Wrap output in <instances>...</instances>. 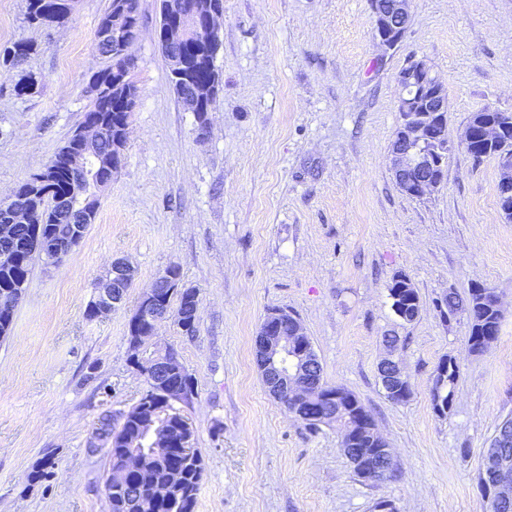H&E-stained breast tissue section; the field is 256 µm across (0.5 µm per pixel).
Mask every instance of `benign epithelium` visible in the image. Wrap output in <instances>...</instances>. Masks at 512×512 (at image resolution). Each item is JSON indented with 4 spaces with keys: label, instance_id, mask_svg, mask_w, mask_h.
Masks as SVG:
<instances>
[{
    "label": "benign epithelium",
    "instance_id": "1",
    "mask_svg": "<svg viewBox=\"0 0 512 512\" xmlns=\"http://www.w3.org/2000/svg\"><path fill=\"white\" fill-rule=\"evenodd\" d=\"M411 0H371L374 37L384 51L395 49L403 40L410 23ZM224 11V0H162V13L167 15V25L159 26L157 40L169 58L167 67L182 86L187 103L185 107L195 112L208 111L205 97L197 93L193 84L198 71L209 74L206 87L218 90L216 58L220 47L218 20ZM141 19L133 14L122 13L112 19V33H103V41L112 44L119 53L122 67L112 71V86L117 87L133 79L135 61L130 53L138 36ZM400 88L397 109L400 114L398 132L390 149L391 170L399 189L407 196L419 198L426 192L439 188L445 181L448 166V150L454 144L448 140V96L445 86L433 74L432 67L424 59H414L398 76ZM508 124L501 118L485 120L478 125L479 136H474L472 124H467L462 146L468 150L478 139L485 146L499 144ZM128 135L124 124L112 125V155L104 157L96 152L99 127L82 123L73 133V150L67 156V168L73 178L71 194L58 199L61 210L72 211L87 208L84 187L94 185L102 191L110 184L109 171H117L122 162L123 149ZM500 197L505 208L512 212V152L498 154ZM86 224H53L48 233L36 225L30 247L48 252L50 262L58 263L84 237ZM136 278V269L126 261L112 262L111 269L97 287L91 303L94 317L106 315L124 302L127 288ZM23 291H0V315L14 312ZM399 292H394L397 316L411 323L420 315L421 304L414 301L406 306L400 303ZM199 306L184 315L173 313L166 303L157 298L155 286L145 289L129 319L128 346L130 352L143 349L156 336L158 326L172 321L185 331L196 323ZM254 351L261 377L268 392L274 397L286 395L292 403L291 413L299 419L312 421L339 420L347 424L345 438L361 431L373 436L377 448L373 450L346 449L351 465L363 477L373 478L381 473L376 459L382 458L392 465L395 459L387 441L379 433L359 405L345 399L343 389L328 386L318 371L320 362L312 342L302 324L295 318H287L271 312L263 320L255 336ZM131 365L156 386H169L176 379L188 383L191 374L179 365V358L167 348L148 360L137 357ZM382 387L396 397L410 389V383L400 363L387 356L379 363ZM144 438L152 448H162L168 441L170 430L153 421L142 425ZM512 442V416L504 417L498 424L490 447L500 448ZM490 475L484 477L481 488L486 498L496 502H512V460L491 451L487 454ZM129 470L140 472L143 480L153 483L149 463L144 453H130L115 467L110 476L114 484L123 482Z\"/></svg>",
    "mask_w": 512,
    "mask_h": 512
}]
</instances>
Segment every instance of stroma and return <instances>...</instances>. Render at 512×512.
I'll list each match as a JSON object with an SVG mask.
<instances>
[{"instance_id": "35a3bbf8", "label": "stroma", "mask_w": 512, "mask_h": 512, "mask_svg": "<svg viewBox=\"0 0 512 512\" xmlns=\"http://www.w3.org/2000/svg\"><path fill=\"white\" fill-rule=\"evenodd\" d=\"M110 3L74 0L64 21L31 27L26 0H0V50L35 44L0 76V201L82 122L89 77L106 64L95 29ZM141 5L121 166L73 252L34 262L0 341V512H109L106 458L89 443L100 414L148 388L128 361V320L173 265L200 300L196 336L159 329L195 381L181 412L204 462L196 512H374L382 499L397 512H487L481 455L512 414V221L497 206V159H474L460 141L472 112H512V0H411L407 33L387 53L370 0H224L221 83L202 120L170 87L158 0ZM413 58L444 84L457 144L444 185L419 199L399 190L390 162L397 75ZM25 74L36 89L20 96ZM118 258L137 270L132 288L121 308L87 319ZM398 274L420 296L411 323L388 295ZM476 284L502 309L480 355L468 348V314L437 306ZM272 308L304 326L324 381L371 412L396 477H358L336 428L309 431L266 391L254 339ZM389 333L412 388L404 403L378 376ZM447 358L460 378L442 415L432 388ZM47 459L50 475L29 481Z\"/></svg>"}]
</instances>
